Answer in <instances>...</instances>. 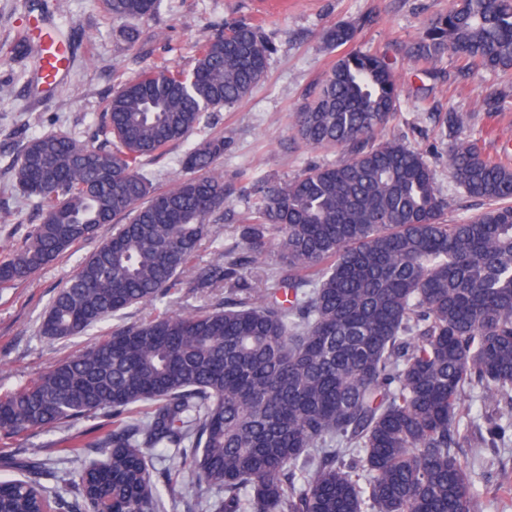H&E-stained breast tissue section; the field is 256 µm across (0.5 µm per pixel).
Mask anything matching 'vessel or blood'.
Here are the masks:
<instances>
[{"label":"vessel or blood","instance_id":"obj_1","mask_svg":"<svg viewBox=\"0 0 512 512\" xmlns=\"http://www.w3.org/2000/svg\"><path fill=\"white\" fill-rule=\"evenodd\" d=\"M54 18L46 16L35 37H22L24 50L34 56L33 82L43 94H50L63 84L69 74L74 49L70 40L54 33Z\"/></svg>","mask_w":512,"mask_h":512}]
</instances>
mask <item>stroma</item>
Here are the masks:
<instances>
[{"label":"stroma","mask_w":512,"mask_h":512,"mask_svg":"<svg viewBox=\"0 0 512 512\" xmlns=\"http://www.w3.org/2000/svg\"><path fill=\"white\" fill-rule=\"evenodd\" d=\"M57 6L61 32L77 47L70 82L52 100L28 108L31 75L22 72L10 54L20 32L36 24L44 8ZM448 0H286L271 8L267 0H158L154 18L115 19L100 0H0V261L22 245L31 226L39 223L35 200L17 186L11 164L21 146L45 133H64L93 142L94 127L103 105L120 83L146 70L169 66L190 70L197 45L223 31L226 23L244 19L259 26L271 47L263 81L242 102L212 112L207 125L195 130L189 144L223 136L224 156L217 168L233 194L211 226L212 244L201 252L209 263L239 238L247 209L241 170L254 176L289 181L315 165L346 159L344 150L310 148L292 129V115L324 78L336 60L326 48L324 31L347 22L358 29L354 48L386 54L402 89L400 106L385 134L421 153L433 169L438 190L448 199V222L479 211L477 201L457 188L448 170L447 136L439 117L448 112L463 116L484 154L497 156L512 149V104L488 112L482 100L491 91L512 95V71L483 69L458 75L451 56L431 64L430 75L416 72L406 47L427 20L447 10ZM112 234L111 225L99 228L45 266L26 285L0 290V392L28 385L57 360L108 336L112 321H104L82 336L52 340L39 328L54 294L75 273L79 263ZM112 427L99 417L44 432L20 434L0 455L18 458L38 449L53 470L77 474L82 456L70 453L77 441H93Z\"/></svg>","instance_id":"35a3bbf8"}]
</instances>
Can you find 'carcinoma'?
Here are the masks:
<instances>
[{
	"mask_svg": "<svg viewBox=\"0 0 512 512\" xmlns=\"http://www.w3.org/2000/svg\"><path fill=\"white\" fill-rule=\"evenodd\" d=\"M120 20L154 17L157 0H102ZM338 22L329 46L355 40ZM270 48L246 20L204 39L189 71L156 67L106 100L90 146L67 134L27 141L15 179L41 208L24 245L0 262V288L28 282L104 224L112 236L53 297L40 332L85 333L134 305L186 289L200 309L150 315L0 394V435L98 416L74 497L41 483L33 450L0 465V512H158L188 470L218 492L201 512H482L471 463L455 449L512 438V162L490 158L448 113V168L486 207L456 224L417 151L378 140L401 96L392 63L340 56L293 116L297 139L349 158L289 182L252 179L239 241L196 263L229 191L215 168L224 137L178 158L187 176L160 191L141 169L246 99ZM455 57L459 72L512 69V0H449L407 55L417 71ZM274 252L273 285L224 290ZM224 294H219V291ZM480 398L486 433L460 432ZM505 406H500V400ZM168 465L155 466L157 451Z\"/></svg>",
	"mask_w": 512,
	"mask_h": 512,
	"instance_id": "obj_1",
	"label": "carcinoma"
}]
</instances>
